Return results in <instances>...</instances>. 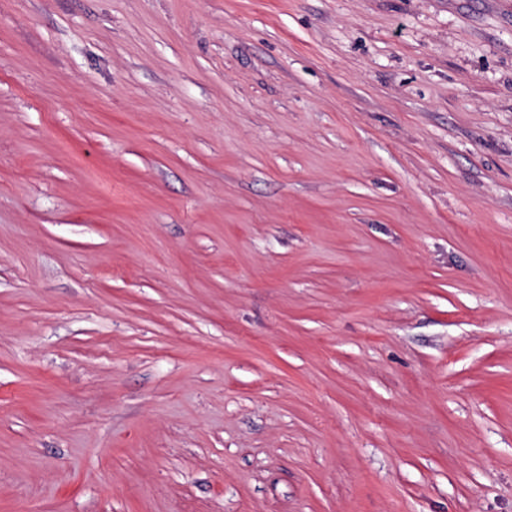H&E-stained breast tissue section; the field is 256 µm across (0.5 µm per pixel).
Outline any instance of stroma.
Here are the masks:
<instances>
[{"label":"stroma","mask_w":512,"mask_h":512,"mask_svg":"<svg viewBox=\"0 0 512 512\" xmlns=\"http://www.w3.org/2000/svg\"><path fill=\"white\" fill-rule=\"evenodd\" d=\"M0 512H512V0H0Z\"/></svg>","instance_id":"obj_1"}]
</instances>
